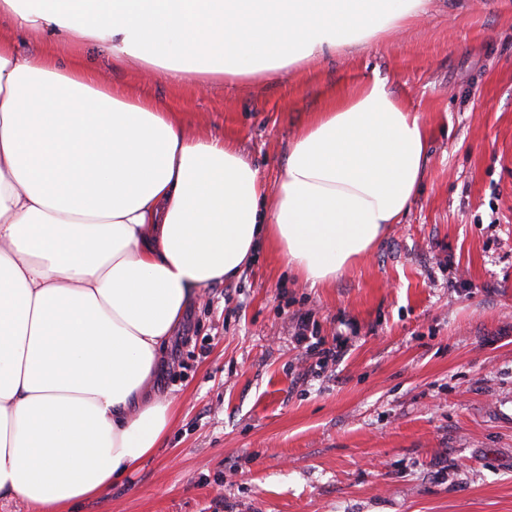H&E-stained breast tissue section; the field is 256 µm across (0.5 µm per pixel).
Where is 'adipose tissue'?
<instances>
[{
	"label": "adipose tissue",
	"mask_w": 512,
	"mask_h": 512,
	"mask_svg": "<svg viewBox=\"0 0 512 512\" xmlns=\"http://www.w3.org/2000/svg\"><path fill=\"white\" fill-rule=\"evenodd\" d=\"M424 0H0V22L96 41L173 82L275 74ZM427 128L386 81L320 113L268 185L233 141L0 32V494L67 512L161 447V351L269 243L309 287L409 211Z\"/></svg>",
	"instance_id": "1"
}]
</instances>
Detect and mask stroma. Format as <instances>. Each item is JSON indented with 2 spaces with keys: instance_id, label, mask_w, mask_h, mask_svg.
I'll use <instances>...</instances> for the list:
<instances>
[{
  "instance_id": "35a3bbf8",
  "label": "stroma",
  "mask_w": 512,
  "mask_h": 512,
  "mask_svg": "<svg viewBox=\"0 0 512 512\" xmlns=\"http://www.w3.org/2000/svg\"><path fill=\"white\" fill-rule=\"evenodd\" d=\"M113 85L233 140L276 184L315 113L374 78L429 131L402 223L307 288L270 246L204 292L153 389L179 399L161 448L72 512H512V0L423 12L275 76L181 82L56 40ZM308 332L343 351L318 365ZM307 327V320L305 317H302L297 321L295 332L293 334L294 339L298 344H306V354L317 355L319 364H324L328 361H336V359L340 356V351L337 350V347H322L324 343H322L320 340L316 339L314 336H307ZM313 338L317 341L311 342L310 339Z\"/></svg>"
}]
</instances>
